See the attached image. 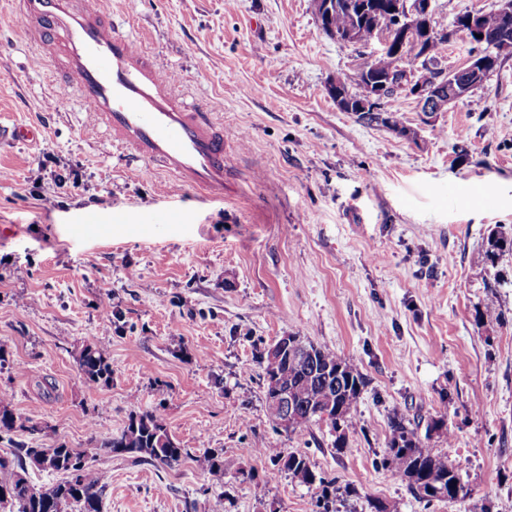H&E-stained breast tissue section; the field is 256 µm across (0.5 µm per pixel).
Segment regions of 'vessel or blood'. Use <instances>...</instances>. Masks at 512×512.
I'll return each instance as SVG.
<instances>
[{
    "label": "vessel or blood",
    "instance_id": "1",
    "mask_svg": "<svg viewBox=\"0 0 512 512\" xmlns=\"http://www.w3.org/2000/svg\"><path fill=\"white\" fill-rule=\"evenodd\" d=\"M28 41L52 63L61 93L78 89L118 146L160 164L205 199L224 196V127L185 104L135 39L91 0H13Z\"/></svg>",
    "mask_w": 512,
    "mask_h": 512
}]
</instances>
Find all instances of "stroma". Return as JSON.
I'll return each mask as SVG.
<instances>
[{
    "label": "stroma",
    "mask_w": 512,
    "mask_h": 512,
    "mask_svg": "<svg viewBox=\"0 0 512 512\" xmlns=\"http://www.w3.org/2000/svg\"><path fill=\"white\" fill-rule=\"evenodd\" d=\"M188 105L224 125V198L196 192L113 145L0 0V391L39 428L0 439L85 450L109 477L101 512H314L318 491L260 446L306 453L350 487L347 512H465L424 503L384 466L389 415L433 418L428 445L462 461L490 512L512 504V256L484 265L490 229L512 228V53L425 121L417 99L384 104L411 136L358 122L327 92L371 47L327 36L314 0H92ZM502 0H433L430 25ZM102 218L83 224L88 212ZM136 212L140 224L111 215ZM499 276L498 288L483 282ZM499 315L482 318L487 300ZM112 309L103 319V306ZM292 333L363 374L344 447L326 424L275 431L259 356ZM107 348L110 386L79 370ZM158 412L186 450L136 462L95 447L132 414ZM219 451L224 480L196 463ZM78 364L89 387H106L112 382L111 358L104 347L96 344L86 345L80 352Z\"/></svg>",
    "instance_id": "stroma-1"
}]
</instances>
